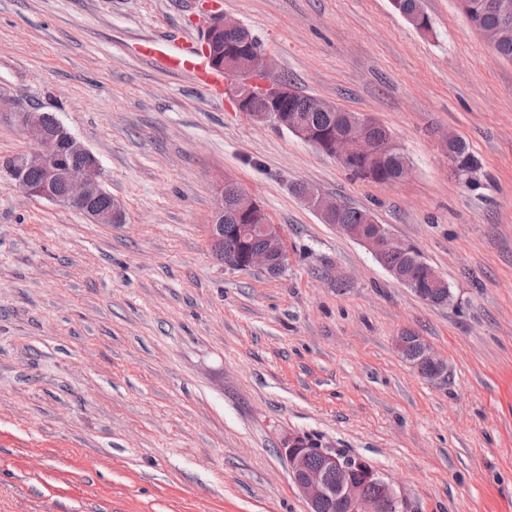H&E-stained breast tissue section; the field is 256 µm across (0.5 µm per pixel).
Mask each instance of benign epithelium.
<instances>
[{
  "label": "benign epithelium",
  "mask_w": 512,
  "mask_h": 512,
  "mask_svg": "<svg viewBox=\"0 0 512 512\" xmlns=\"http://www.w3.org/2000/svg\"><path fill=\"white\" fill-rule=\"evenodd\" d=\"M491 11L498 16L496 26L491 30H480L478 35L496 49L499 34H506L512 29V11L496 5L491 7ZM240 28L238 22L215 12L210 15L203 41L211 62L237 78L236 105L240 111L255 121L271 122L292 132L339 161L355 155L376 156L399 150V145L390 135L380 142L375 141L370 135L372 120L364 116L353 120L345 134L321 138L302 112L283 106L285 100L297 95V90L278 81L265 87L267 110L255 112L249 109L255 80L271 75L273 64L265 51L252 43L243 51L224 50L223 34ZM47 116L48 113L35 108L13 113L16 126L31 141V147L24 153L1 159L0 178L9 181L26 196H36L80 211L95 224L123 223L124 211L120 203H110L105 207L98 205V201L109 192L103 185L102 168L96 155L77 141L62 123L48 125ZM65 154L83 159V167L74 170L64 164L62 157ZM32 170L42 175L37 185L28 179ZM301 198L324 220L331 219L336 209L341 207L340 201L328 199L309 186L303 187ZM228 205L239 220L257 225L265 240V248L253 251L244 264L235 254L227 253L221 247L224 211ZM209 234L216 258L228 269L258 267L270 273L287 262L281 227L269 223L259 202L244 191L237 192L230 204L224 194L217 196ZM359 243L378 260L387 253L407 250V246L396 240L384 224L374 225L369 234L359 239ZM396 348L417 372L424 373L426 379L441 377L447 372V364L438 359L421 338L398 340ZM283 454L293 483L307 501L308 512H326L330 503L339 505L343 512H399L401 500L392 486L362 459L342 455L298 435L284 443Z\"/></svg>",
  "instance_id": "7a95c632"
}]
</instances>
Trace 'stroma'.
Wrapping results in <instances>:
<instances>
[{"mask_svg":"<svg viewBox=\"0 0 512 512\" xmlns=\"http://www.w3.org/2000/svg\"><path fill=\"white\" fill-rule=\"evenodd\" d=\"M216 6L273 75L366 114L409 161L361 179L289 131L162 70ZM0 0V159L17 107L94 152L121 224L0 179V512H307L288 437L362 458L403 512H512V61L455 0ZM466 141L459 181L437 138ZM231 181L281 225L279 276L225 268L208 224ZM367 211L447 280L421 301L295 185ZM412 331L448 366L421 377Z\"/></svg>","mask_w":512,"mask_h":512,"instance_id":"1","label":"stroma"}]
</instances>
